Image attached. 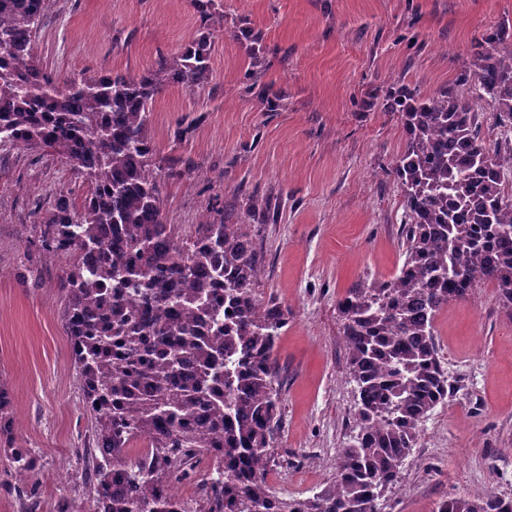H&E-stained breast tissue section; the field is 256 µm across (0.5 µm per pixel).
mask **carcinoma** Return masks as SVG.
<instances>
[{"label":"carcinoma","mask_w":512,"mask_h":512,"mask_svg":"<svg viewBox=\"0 0 512 512\" xmlns=\"http://www.w3.org/2000/svg\"><path fill=\"white\" fill-rule=\"evenodd\" d=\"M44 9L45 0H0V150L49 148L88 185L79 209L62 191L52 209H35L29 244L68 258L62 321L94 419V501L107 512H379L423 422L456 392L435 341L438 313L484 284L512 313V34L487 31L478 67L463 63L447 89L395 99L406 135L394 167L404 261L394 278L337 301L359 432L330 485L279 498L266 471L282 424L274 352L288 310L253 296L262 265L248 225L200 224L180 247L149 165L153 101L170 84L209 82L214 33L138 77L59 83L37 53ZM476 103L502 128L493 151ZM9 424L0 385V438ZM141 436L150 448L136 466L129 451ZM3 453L21 479L36 467L26 448ZM204 462L192 507L175 483ZM435 512H512V499L450 496Z\"/></svg>","instance_id":"carcinoma-1"}]
</instances>
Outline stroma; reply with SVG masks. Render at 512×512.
<instances>
[{
	"mask_svg": "<svg viewBox=\"0 0 512 512\" xmlns=\"http://www.w3.org/2000/svg\"><path fill=\"white\" fill-rule=\"evenodd\" d=\"M224 22L211 45L210 82L159 94L147 134L168 223L251 216L263 274L260 303L288 311L277 342L282 427L269 464L272 491L310 497L333 482L338 451L357 434L336 304L348 288L392 278L403 263L404 198L394 166L405 147L391 89L426 96L448 87L483 34L512 31V0H215ZM260 37L265 71L247 84L241 26ZM203 30L194 0H47L36 33L42 70L138 76ZM191 159L194 169L172 168ZM88 186L51 151H0V383L15 446L37 467L19 480L0 460V512H89L91 419L61 321L64 259L29 240L35 205L56 192L82 205ZM435 339L455 397L426 420L380 512H435L473 490L512 498V315L495 288L449 302Z\"/></svg>",
	"mask_w": 512,
	"mask_h": 512,
	"instance_id": "stroma-1",
	"label": "stroma"
}]
</instances>
